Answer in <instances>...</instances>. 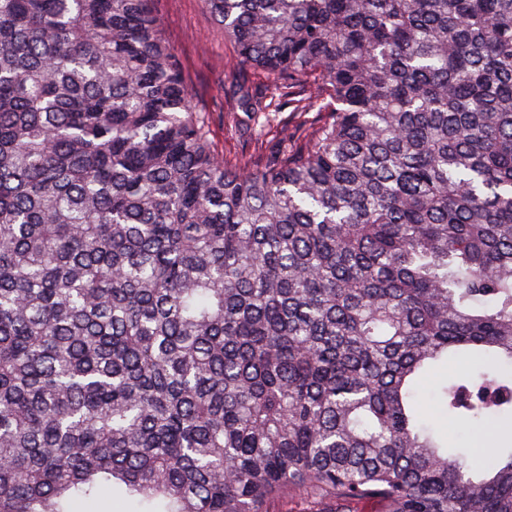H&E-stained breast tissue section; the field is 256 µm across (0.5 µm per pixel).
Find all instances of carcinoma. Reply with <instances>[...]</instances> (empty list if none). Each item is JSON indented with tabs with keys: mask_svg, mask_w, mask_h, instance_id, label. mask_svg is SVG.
Listing matches in <instances>:
<instances>
[{
	"mask_svg": "<svg viewBox=\"0 0 512 512\" xmlns=\"http://www.w3.org/2000/svg\"><path fill=\"white\" fill-rule=\"evenodd\" d=\"M226 158L151 0H0V512H512V0H204ZM289 111L290 109H287L280 115V118L282 120L288 121V137H291L293 135L301 137L302 135L305 134L310 124L314 125L324 115V113L317 112H309L307 114L296 115L291 114V112ZM506 437H508L506 427L498 432L491 427L473 426L467 431L464 448H467L475 462H480L483 457L496 448V444L501 445ZM340 507L336 502L320 505L312 499H306L296 495H288V500H278L271 504L273 512H320L328 509Z\"/></svg>",
	"mask_w": 512,
	"mask_h": 512,
	"instance_id": "1",
	"label": "carcinoma"
}]
</instances>
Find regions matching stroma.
I'll use <instances>...</instances> for the list:
<instances>
[{
	"label": "stroma",
	"mask_w": 512,
	"mask_h": 512,
	"mask_svg": "<svg viewBox=\"0 0 512 512\" xmlns=\"http://www.w3.org/2000/svg\"><path fill=\"white\" fill-rule=\"evenodd\" d=\"M152 11L181 61L194 110L208 119L215 151L224 155L273 149L274 133L255 141L245 113L236 107L237 82L228 68L234 49L202 0H152Z\"/></svg>",
	"instance_id": "35a3bbf8"
}]
</instances>
